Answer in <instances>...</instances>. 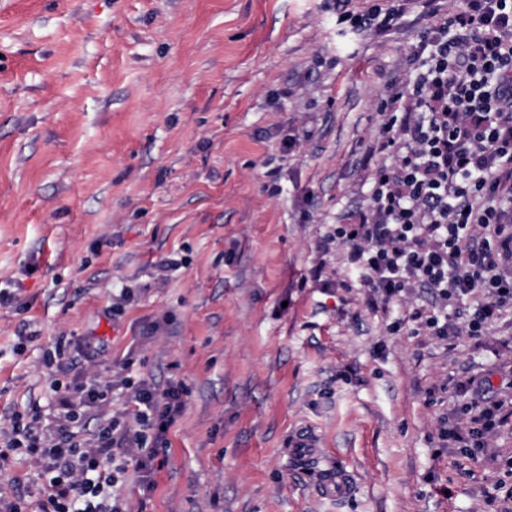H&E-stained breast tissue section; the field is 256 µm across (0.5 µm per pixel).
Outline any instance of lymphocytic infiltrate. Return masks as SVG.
<instances>
[{
    "label": "lymphocytic infiltrate",
    "mask_w": 512,
    "mask_h": 512,
    "mask_svg": "<svg viewBox=\"0 0 512 512\" xmlns=\"http://www.w3.org/2000/svg\"><path fill=\"white\" fill-rule=\"evenodd\" d=\"M413 61L403 112L387 117L376 146L388 162L374 176L371 203L323 246L345 247L371 296L429 289L432 314L412 318L430 335L476 339L512 314V0H461ZM76 345L87 370L53 380L52 414L13 415L0 433V472L19 457L42 468L36 512H128L121 490L132 475L153 490L188 392L155 387L130 358L101 380L94 368L104 346ZM92 409L98 425L84 438L76 428ZM466 411L470 427L442 430L443 439L482 448L507 420L499 401L475 400Z\"/></svg>",
    "instance_id": "obj_1"
}]
</instances>
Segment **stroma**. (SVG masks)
<instances>
[{
  "label": "stroma",
  "mask_w": 512,
  "mask_h": 512,
  "mask_svg": "<svg viewBox=\"0 0 512 512\" xmlns=\"http://www.w3.org/2000/svg\"><path fill=\"white\" fill-rule=\"evenodd\" d=\"M392 3L0 0V430L77 372L72 349L45 365L57 338L93 337L189 392L130 512H500L512 418L483 454L440 432L467 399L512 403V329L415 334L425 293L372 309L319 251L370 203L391 95L457 6L360 26ZM339 466L353 489L325 498Z\"/></svg>",
  "instance_id": "stroma-1"
}]
</instances>
